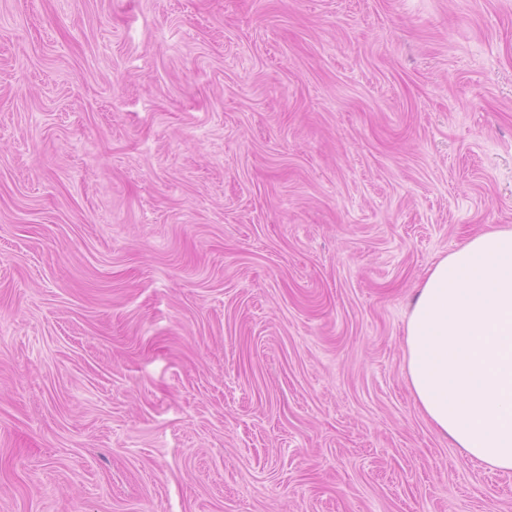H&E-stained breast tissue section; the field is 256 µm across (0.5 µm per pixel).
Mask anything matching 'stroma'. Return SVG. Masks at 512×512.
<instances>
[{
    "instance_id": "obj_1",
    "label": "stroma",
    "mask_w": 512,
    "mask_h": 512,
    "mask_svg": "<svg viewBox=\"0 0 512 512\" xmlns=\"http://www.w3.org/2000/svg\"><path fill=\"white\" fill-rule=\"evenodd\" d=\"M512 226V0H0V512H512L408 305Z\"/></svg>"
}]
</instances>
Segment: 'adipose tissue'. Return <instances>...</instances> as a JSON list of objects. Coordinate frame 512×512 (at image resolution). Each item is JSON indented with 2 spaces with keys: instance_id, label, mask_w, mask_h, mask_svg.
Listing matches in <instances>:
<instances>
[{
  "instance_id": "obj_1",
  "label": "adipose tissue",
  "mask_w": 512,
  "mask_h": 512,
  "mask_svg": "<svg viewBox=\"0 0 512 512\" xmlns=\"http://www.w3.org/2000/svg\"><path fill=\"white\" fill-rule=\"evenodd\" d=\"M406 374L433 427L468 458L512 470V227L436 261L405 327Z\"/></svg>"
}]
</instances>
